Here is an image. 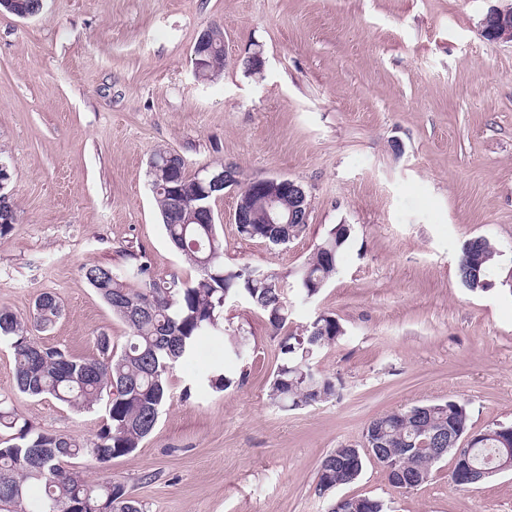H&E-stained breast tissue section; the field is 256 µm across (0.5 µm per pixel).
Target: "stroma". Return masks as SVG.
I'll use <instances>...</instances> for the list:
<instances>
[{
    "mask_svg": "<svg viewBox=\"0 0 512 512\" xmlns=\"http://www.w3.org/2000/svg\"><path fill=\"white\" fill-rule=\"evenodd\" d=\"M512 0H43L38 17L0 12V154L13 166L19 221L0 238V307L28 315L38 294L63 312L43 344L90 357L96 336L122 347L129 327L84 278L125 271L196 278L169 245L147 178L160 148L188 173L235 166L241 181L283 176L310 200L305 231L271 247L241 238L237 196L213 208L229 267L293 275L338 224L350 227L337 271L318 296L291 299L289 330L326 313L344 336L317 365L339 379L335 400L295 411L270 404L280 362L267 319L229 300L224 322L252 350L230 357L206 339L170 377L152 434L132 453L87 462L124 482L144 512H325L321 460L363 441L380 414L465 401L474 430L512 423V42L479 22ZM224 30L220 76L199 82L197 35ZM265 60L262 73L242 62ZM502 252L492 286L457 272L465 241ZM239 374L216 393V367ZM34 428L95 438L105 406L78 412L15 388L0 344V398ZM451 458L407 492L376 463L338 495H366L387 512H512V471L460 493Z\"/></svg>",
    "mask_w": 512,
    "mask_h": 512,
    "instance_id": "1",
    "label": "stroma"
}]
</instances>
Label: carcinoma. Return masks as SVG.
Listing matches in <instances>:
<instances>
[{
    "instance_id": "1",
    "label": "carcinoma",
    "mask_w": 512,
    "mask_h": 512,
    "mask_svg": "<svg viewBox=\"0 0 512 512\" xmlns=\"http://www.w3.org/2000/svg\"><path fill=\"white\" fill-rule=\"evenodd\" d=\"M212 34L210 81L225 65L224 31L215 27ZM148 176L169 242L198 270L199 277H161L142 258L125 275L110 267L88 268L87 282L130 328V336L118 351L110 336L96 337L98 355L93 357L47 347L34 336V332L50 328L62 314L54 293H40L26 317L0 308V343L13 349L18 394L49 396L79 411L92 412L103 400L107 407L106 422L95 438L85 441L34 429L8 399L0 398V512H27L25 503L34 488L41 490L35 512H144L125 483L107 472L88 483L78 464H104L123 457L151 435L169 398L170 373L194 353L202 339L225 336L230 355L238 360L248 356L249 336L238 328H224V307L230 299L245 297L280 330L288 323V288L309 300L336 274L337 257L348 236L334 229L295 272L292 286L285 277L262 266H225L224 240L217 231L212 207L218 192L202 194L197 176L185 170L169 176L155 169L148 171ZM237 230L245 238L277 247L298 237L305 225L239 224ZM498 257L499 250L489 239L478 236L466 241L458 259L462 284L472 291L487 288ZM130 278L136 287L127 284ZM342 335L343 326L334 316L319 314L301 330L281 337L280 363L269 389L271 402L282 409L299 410L336 399L341 384L319 370L315 359ZM234 383L233 374L222 368L203 380L216 392ZM431 406L415 415L406 409L383 413L369 421L364 433L366 439L377 435L386 454L399 460L406 473L423 477L425 483L440 459L422 442L442 428L464 434L472 430L466 403L450 399ZM481 434V443L454 461L448 474L450 485L465 481L472 468H495L504 446L512 448V425L494 423ZM341 449L345 446L326 455L319 468L316 490L328 500L327 512H342L333 492L355 483L368 459L360 454L352 473L336 458Z\"/></svg>"
}]
</instances>
